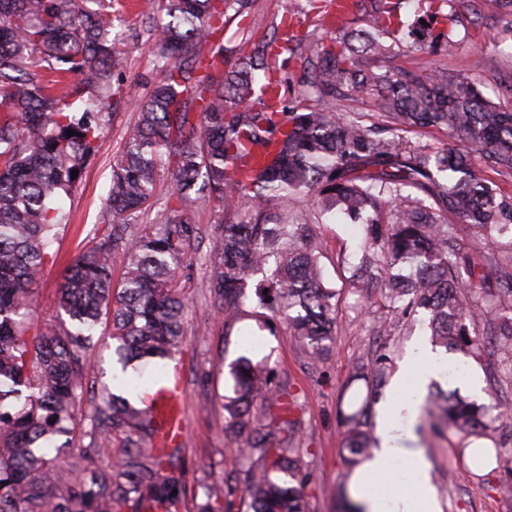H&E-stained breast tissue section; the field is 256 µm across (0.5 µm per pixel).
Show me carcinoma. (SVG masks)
Instances as JSON below:
<instances>
[{"label": "carcinoma", "mask_w": 512, "mask_h": 512, "mask_svg": "<svg viewBox=\"0 0 512 512\" xmlns=\"http://www.w3.org/2000/svg\"><path fill=\"white\" fill-rule=\"evenodd\" d=\"M161 9L167 21L153 29L151 51L162 76L135 103L137 119L112 163L111 233L65 266L58 307L67 319L44 327L33 316L32 285L69 220L61 201L77 183L71 171L85 168L105 133L125 57L109 38L110 0H0V512H307L294 401L272 387L269 359L229 365L224 411L244 438L241 488L212 479L187 496L185 449L146 404L178 387L163 365L182 352L186 291L175 273L196 238L198 209L211 201L224 205L208 285L224 328L273 313L312 356L330 348L337 291L325 283L315 226L334 213L365 231L351 287L383 282L384 305L425 324L447 351L478 357L490 344L512 357V265L492 275L490 258H477L512 233V192L490 177L512 173L511 110L486 100L464 72L450 79L365 66L392 51L381 30L402 21L388 14L359 33L340 25L307 55L282 38V20L269 38L245 36L226 63L224 16L244 15L247 0H161ZM414 43L455 47L452 33L428 25ZM284 53L302 60L289 99L277 76ZM259 74L280 88L281 111L264 105ZM367 98L382 122L338 104ZM415 128L443 130L452 141L402 136ZM163 171L166 207L130 231ZM450 216L482 231L478 247H457ZM480 301L500 312L486 339L475 331ZM104 318L118 368L87 414L94 331ZM388 359L354 366L345 382L350 397L339 415L349 467L374 448L353 388L362 383L376 396ZM259 400L269 412L255 422ZM425 414L465 438L503 420L496 404L478 409L443 391ZM114 434L123 440L115 455Z\"/></svg>", "instance_id": "carcinoma-1"}]
</instances>
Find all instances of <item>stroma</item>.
<instances>
[{"label":"stroma","instance_id":"1","mask_svg":"<svg viewBox=\"0 0 512 512\" xmlns=\"http://www.w3.org/2000/svg\"><path fill=\"white\" fill-rule=\"evenodd\" d=\"M249 14L259 37L271 34L273 23L285 15L297 22L300 41H309L321 32L310 0H250ZM112 16L121 36L119 47L127 57L119 80L123 98L120 104L110 106V121L98 151L63 201L70 219L60 226L51 247L56 259L47 264L37 285L34 317L43 324L56 321V293L64 267L90 240L110 230L103 222L104 198L112 160L122 151L126 129L136 118L131 101L144 95L159 78L141 7L133 0H112ZM452 23L457 42L454 52L441 47L416 51L402 47L400 38L395 37L391 44L396 55L390 66L421 75L436 69L452 75L467 72L488 100L512 109V91L506 84L512 75V26L502 20L494 0H467L464 8L453 11ZM197 220L198 237L191 258L176 273L178 282L186 286L189 301L182 352L175 360L185 405L181 442L189 482L197 484L213 473L232 484L242 481L236 462L240 439L225 422L223 399L232 393L228 365L245 353L243 334L256 330L261 341L254 351L256 358L270 359L275 384L297 400L292 418L295 439L302 450L308 512H343L348 470L342 463V385L355 364L370 360L379 351L389 353V367L397 369L407 349L424 339L426 331L417 323H398L397 312L384 308L381 301L368 304L349 291L348 271L360 255L363 233L360 227L331 214L318 234L326 277L338 291L339 325L335 342L322 359L312 361L282 325L272 332L261 331L255 321L245 319L232 331H225L224 317L208 292L214 264L210 243L224 220V208L216 203L205 205ZM457 361L479 374L485 402L512 409V373L495 348H487L484 360L461 355ZM420 438L445 512H512V468L495 465L470 471L463 458L468 442L451 429L437 431L425 423Z\"/></svg>","mask_w":512,"mask_h":512}]
</instances>
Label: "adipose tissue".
<instances>
[{
	"label": "adipose tissue",
	"mask_w": 512,
	"mask_h": 512,
	"mask_svg": "<svg viewBox=\"0 0 512 512\" xmlns=\"http://www.w3.org/2000/svg\"><path fill=\"white\" fill-rule=\"evenodd\" d=\"M447 368L440 349L417 342L379 398L376 446L348 481L351 497L366 512H444L416 430L430 387Z\"/></svg>",
	"instance_id": "1"
}]
</instances>
